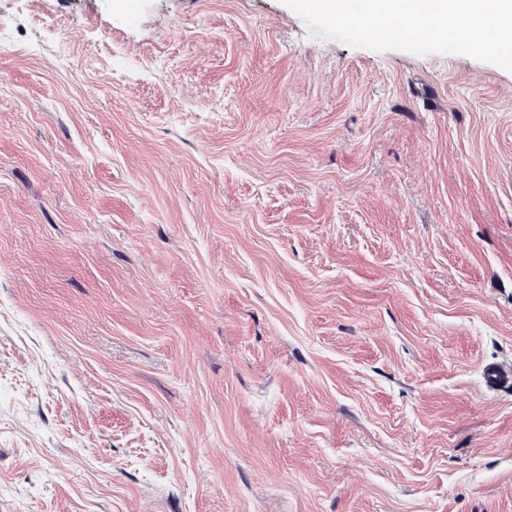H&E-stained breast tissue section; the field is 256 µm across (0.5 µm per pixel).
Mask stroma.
Segmentation results:
<instances>
[{
  "label": "stroma",
  "mask_w": 512,
  "mask_h": 512,
  "mask_svg": "<svg viewBox=\"0 0 512 512\" xmlns=\"http://www.w3.org/2000/svg\"><path fill=\"white\" fill-rule=\"evenodd\" d=\"M0 512H512V72L0 0Z\"/></svg>",
  "instance_id": "obj_1"
}]
</instances>
